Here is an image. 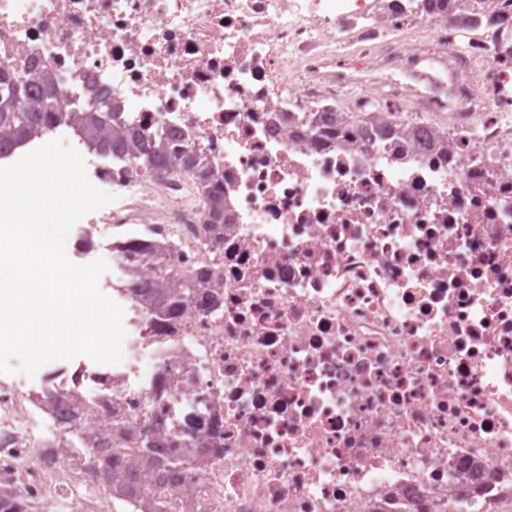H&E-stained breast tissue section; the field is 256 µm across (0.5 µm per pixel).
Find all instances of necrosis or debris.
<instances>
[{
  "label": "necrosis or debris",
  "instance_id": "necrosis-or-debris-1",
  "mask_svg": "<svg viewBox=\"0 0 512 512\" xmlns=\"http://www.w3.org/2000/svg\"><path fill=\"white\" fill-rule=\"evenodd\" d=\"M0 67L214 172L86 157L128 355L0 383V489L112 512L57 444L147 429L168 512H512V0H0Z\"/></svg>",
  "mask_w": 512,
  "mask_h": 512
}]
</instances>
